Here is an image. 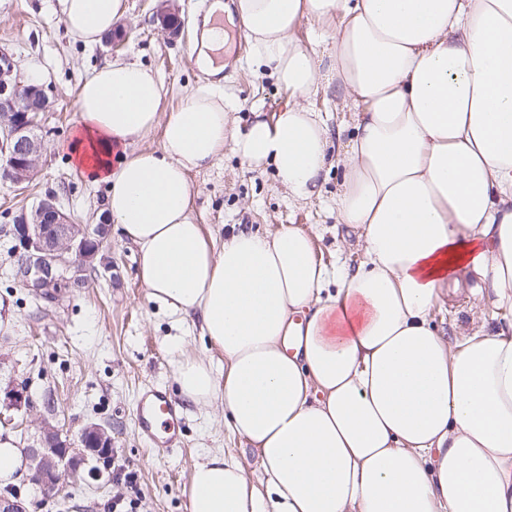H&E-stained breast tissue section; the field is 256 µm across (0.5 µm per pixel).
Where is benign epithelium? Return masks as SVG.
Masks as SVG:
<instances>
[{"label":"benign epithelium","instance_id":"1","mask_svg":"<svg viewBox=\"0 0 512 512\" xmlns=\"http://www.w3.org/2000/svg\"><path fill=\"white\" fill-rule=\"evenodd\" d=\"M160 28L171 35L179 31L176 12L168 7L156 11ZM51 103L43 88L26 79L13 54L0 50V173L17 186L38 173L43 141L38 134L39 117ZM109 219L101 215L89 226L77 224L58 204L57 195L45 194L30 210L14 218L12 235L20 262L15 279L31 295L54 300L63 291L85 284V273L95 264L112 267L108 243ZM77 441L90 453L112 452V437L93 424L80 430ZM73 443L48 421H42L40 446L25 449L31 481L43 495L56 497L66 481L81 475L68 459ZM0 512H28L21 495H0Z\"/></svg>","mask_w":512,"mask_h":512}]
</instances>
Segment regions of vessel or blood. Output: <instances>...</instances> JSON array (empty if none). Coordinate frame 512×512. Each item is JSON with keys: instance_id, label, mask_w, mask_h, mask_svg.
Listing matches in <instances>:
<instances>
[{"instance_id": "1", "label": "vessel or blood", "mask_w": 512, "mask_h": 512, "mask_svg": "<svg viewBox=\"0 0 512 512\" xmlns=\"http://www.w3.org/2000/svg\"><path fill=\"white\" fill-rule=\"evenodd\" d=\"M136 421L151 454L161 456L180 446L179 406L166 390L143 393L137 405Z\"/></svg>"}]
</instances>
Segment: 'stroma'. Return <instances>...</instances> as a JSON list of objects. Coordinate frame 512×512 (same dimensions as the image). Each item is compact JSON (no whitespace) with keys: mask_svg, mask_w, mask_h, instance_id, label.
I'll use <instances>...</instances> for the list:
<instances>
[{"mask_svg":"<svg viewBox=\"0 0 512 512\" xmlns=\"http://www.w3.org/2000/svg\"><path fill=\"white\" fill-rule=\"evenodd\" d=\"M203 4L175 0L181 29L172 36L154 20L161 0H125L117 26L126 40L114 51L74 42L57 0H0V47L15 55L21 69L34 62L46 69L44 87L52 102L41 116L45 150L36 177L21 190L0 182V414L8 419L0 431L13 435L21 448L38 445L45 419L71 438L89 424L103 426L112 437L111 456L87 457L82 480L67 484L59 497H44L25 474H17L14 483L28 512H112L117 497L134 502V512H187L191 472L207 453L227 450L246 469L254 467L255 451L225 424L221 403L200 407L181 398L168 342L185 338L189 352L208 360L219 374L223 353L202 338L199 320L173 322L148 301L138 278L139 250L118 231L109 233L111 268L96 266L83 287L61 293L55 302L33 297L13 279L19 256L10 229L21 209L51 190L76 223H97L103 212L105 185L77 176L70 165L81 79L118 58L138 61L158 72L167 91L166 108L176 107L185 90L206 81L196 54ZM229 35L222 87L239 125H247L256 108L275 117L285 108L287 93L249 66L251 46L243 29L231 27ZM308 105L326 119L333 143L349 137L355 107L336 86L320 87ZM340 179V170L331 169L321 195L296 202L272 170L246 169L228 152L210 169L191 173L192 212L219 239L234 225L270 232L296 225L312 234L316 255L326 264L343 260L352 265L361 261L360 249L336 251L337 239L346 232L336 221ZM487 308L481 297L452 294L435 322L452 340L469 330L474 311ZM21 383L32 407L17 411L6 394ZM152 385L178 398L183 409L182 444L165 458L148 453L134 417L140 391ZM126 471L134 473V483L124 481Z\"/></svg>","mask_w":512,"mask_h":512,"instance_id":"stroma-1","label":"stroma"}]
</instances>
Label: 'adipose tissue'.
<instances>
[{"label":"adipose tissue","instance_id":"adipose-tissue-1","mask_svg":"<svg viewBox=\"0 0 512 512\" xmlns=\"http://www.w3.org/2000/svg\"><path fill=\"white\" fill-rule=\"evenodd\" d=\"M86 47L124 0H58ZM251 65L287 92L240 129L219 88L165 110L151 67L114 61L76 94L73 169L107 188L150 302L200 316L224 373L171 342L182 395L221 402L253 471L209 453L190 512H512V0H235ZM315 24L318 56L297 37ZM336 84L357 108L336 194L363 258L328 266L303 228L207 237L191 172L232 152L299 202L333 165L306 104ZM161 130L159 148L144 147ZM497 319L434 326L468 277Z\"/></svg>","mask_w":512,"mask_h":512}]
</instances>
